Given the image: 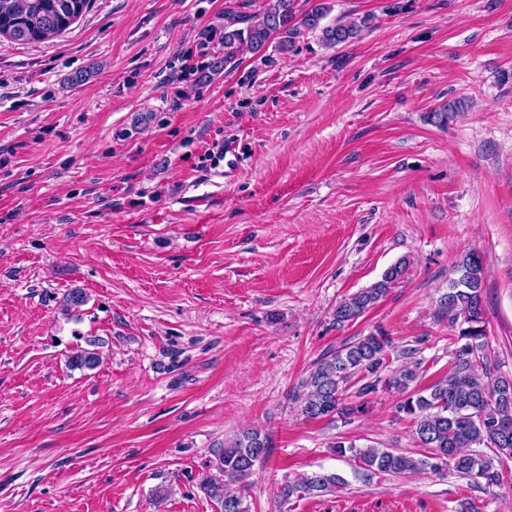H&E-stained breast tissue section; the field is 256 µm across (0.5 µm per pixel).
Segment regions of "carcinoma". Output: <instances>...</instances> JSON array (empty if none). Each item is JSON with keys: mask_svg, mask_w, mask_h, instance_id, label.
I'll list each match as a JSON object with an SVG mask.
<instances>
[{"mask_svg": "<svg viewBox=\"0 0 512 512\" xmlns=\"http://www.w3.org/2000/svg\"><path fill=\"white\" fill-rule=\"evenodd\" d=\"M312 7L299 12L296 0H268L263 12L246 29L224 26V54L215 55L206 69L217 71L232 62L240 48L260 54L270 39L284 36L282 51L289 50L292 38L302 31L320 30V40L328 48L347 45L369 27V19L320 27L327 15V0H308ZM91 7V0H0V35L20 44L51 40L69 29ZM408 269L402 258L391 265L381 279L341 300L333 311L336 324L353 322L374 308ZM454 277L439 299V313L458 329L455 351L448 375L417 390L420 363L383 372L390 366L392 341L382 334H370L347 343L332 358L312 369L293 395L301 414L308 419L349 420L361 406L348 400L349 390L361 399L384 384L400 395L396 412L414 422V434L423 452L413 456L396 448L358 447L343 440L332 445L338 458L348 457L369 479L377 475H401L430 470H450L462 479L488 489L503 484L500 469L512 459V378L495 376L485 352L486 315L483 282L486 266L482 255L470 250L460 255ZM87 301L85 293L69 290L62 310L69 315ZM98 343H89L70 357L74 369L96 368L100 363ZM271 448L269 438L258 430L245 429L212 449L209 467L216 474L205 477L200 489L220 512H246L244 492L249 479L263 464ZM349 483L336 472H314L297 482L281 484L277 497L286 503L294 498L324 496L341 491Z\"/></svg>", "mask_w": 512, "mask_h": 512, "instance_id": "carcinoma-1", "label": "carcinoma"}]
</instances>
